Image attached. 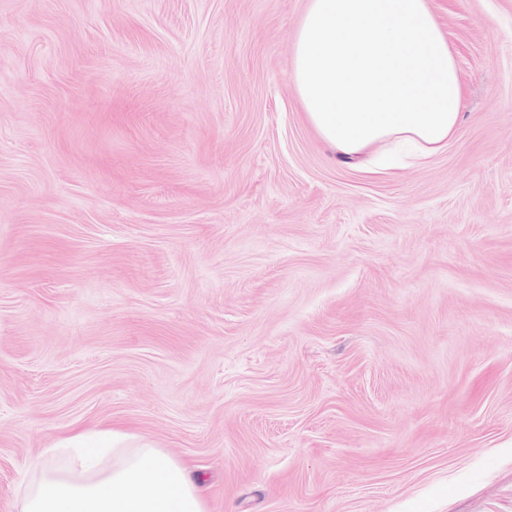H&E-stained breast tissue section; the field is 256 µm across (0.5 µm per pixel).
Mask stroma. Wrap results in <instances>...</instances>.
I'll use <instances>...</instances> for the list:
<instances>
[{
	"instance_id": "35a3bbf8",
	"label": "stroma",
	"mask_w": 512,
	"mask_h": 512,
	"mask_svg": "<svg viewBox=\"0 0 512 512\" xmlns=\"http://www.w3.org/2000/svg\"><path fill=\"white\" fill-rule=\"evenodd\" d=\"M460 130L368 173L306 0H0V512L119 426L208 512H512V0H430Z\"/></svg>"
}]
</instances>
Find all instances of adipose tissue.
Instances as JSON below:
<instances>
[{
    "instance_id": "ef3b65f1",
    "label": "adipose tissue",
    "mask_w": 512,
    "mask_h": 512,
    "mask_svg": "<svg viewBox=\"0 0 512 512\" xmlns=\"http://www.w3.org/2000/svg\"><path fill=\"white\" fill-rule=\"evenodd\" d=\"M292 79L308 122L359 170L423 162L458 133L457 64L428 0H308ZM386 143L391 151L375 155ZM67 467L29 465L17 512H207L201 478L122 429L80 431Z\"/></svg>"
}]
</instances>
